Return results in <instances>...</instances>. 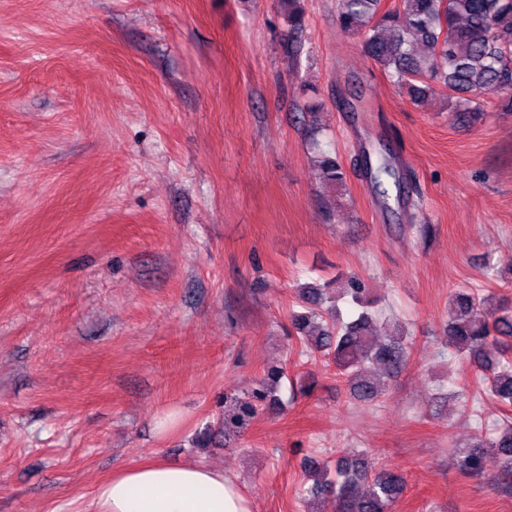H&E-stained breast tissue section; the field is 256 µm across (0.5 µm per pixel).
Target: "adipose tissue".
<instances>
[{
	"label": "adipose tissue",
	"mask_w": 512,
	"mask_h": 512,
	"mask_svg": "<svg viewBox=\"0 0 512 512\" xmlns=\"http://www.w3.org/2000/svg\"><path fill=\"white\" fill-rule=\"evenodd\" d=\"M88 512H251L223 470L152 460L98 483Z\"/></svg>",
	"instance_id": "adipose-tissue-1"
}]
</instances>
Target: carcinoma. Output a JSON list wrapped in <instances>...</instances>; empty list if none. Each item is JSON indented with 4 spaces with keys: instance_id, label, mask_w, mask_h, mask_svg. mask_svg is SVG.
<instances>
[{
    "instance_id": "cac0c4a2",
    "label": "carcinoma",
    "mask_w": 512,
    "mask_h": 512,
    "mask_svg": "<svg viewBox=\"0 0 512 512\" xmlns=\"http://www.w3.org/2000/svg\"><path fill=\"white\" fill-rule=\"evenodd\" d=\"M381 0H338L340 27L361 40L366 55L389 81L412 99L436 88L449 91L450 109L467 125L482 120V93H512V0H399V6L380 12ZM320 177L344 191L347 173L328 153L315 160ZM383 205L391 189L401 191V172L394 158L380 154L368 172ZM346 296L362 308L343 322L336 302ZM301 312L290 314L299 341L331 361L345 376L351 394L373 400L387 381L408 361L405 330L378 334L373 315L364 309L360 283L351 278L298 292ZM446 345L451 355L481 371L483 391L502 406H512V307L491 291L459 289L448 297ZM286 367L274 366L245 397L224 398L222 432L245 428L262 403L279 404L276 391ZM461 471L485 475L487 462L496 460L501 474L512 482V421L477 444L454 451ZM366 483L358 491L359 483ZM404 490L399 475L380 472L369 477L362 457L339 456L335 478L314 480L303 489L320 510L332 512H394Z\"/></svg>"
}]
</instances>
